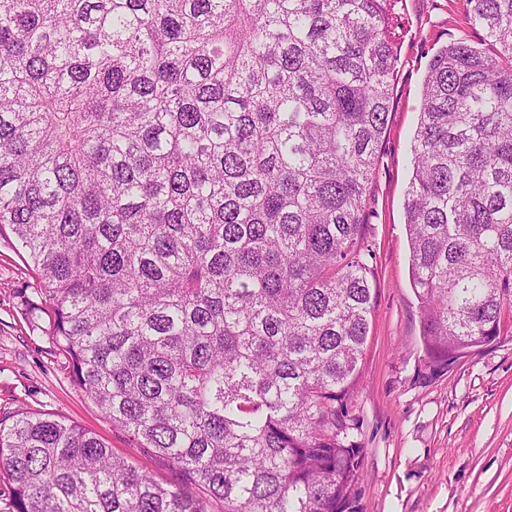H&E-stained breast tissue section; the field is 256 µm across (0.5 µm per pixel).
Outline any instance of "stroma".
<instances>
[{
	"label": "stroma",
	"instance_id": "1",
	"mask_svg": "<svg viewBox=\"0 0 512 512\" xmlns=\"http://www.w3.org/2000/svg\"><path fill=\"white\" fill-rule=\"evenodd\" d=\"M466 0H398L401 19L392 109L364 206L372 251L370 330L349 411L360 420L362 512H512V336L422 380L421 313L409 274L404 198L429 62L477 30L460 20ZM11 231L0 234V427L22 413L75 422L113 452L173 483L175 470L112 425L72 381V367L33 329L45 303Z\"/></svg>",
	"mask_w": 512,
	"mask_h": 512
}]
</instances>
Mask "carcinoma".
<instances>
[{"label": "carcinoma", "mask_w": 512, "mask_h": 512, "mask_svg": "<svg viewBox=\"0 0 512 512\" xmlns=\"http://www.w3.org/2000/svg\"><path fill=\"white\" fill-rule=\"evenodd\" d=\"M431 58L404 209L423 361L512 334V0ZM396 0H3L0 230L74 384L180 481L74 422L0 429L16 512H361L348 401Z\"/></svg>", "instance_id": "cac0c4a2"}]
</instances>
